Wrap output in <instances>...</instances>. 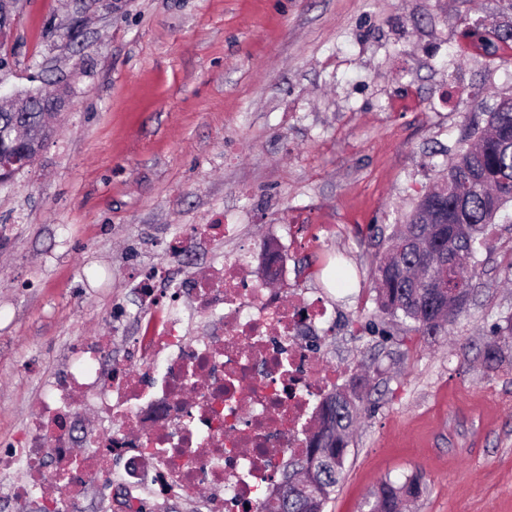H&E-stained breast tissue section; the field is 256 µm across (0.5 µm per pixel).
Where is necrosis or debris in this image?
<instances>
[{
	"label": "necrosis or debris",
	"instance_id": "4bbe7bcc",
	"mask_svg": "<svg viewBox=\"0 0 512 512\" xmlns=\"http://www.w3.org/2000/svg\"><path fill=\"white\" fill-rule=\"evenodd\" d=\"M251 260L226 256L207 281L163 273L140 281L148 340L124 364L107 360L111 337L82 345L24 433L0 449V471L15 476L11 496L32 499L54 483L60 493L43 512H73L90 483L138 512L202 488L203 512H247L258 496L272 498L278 466L303 451L308 424L339 379L313 351L334 313L302 292L262 293L246 276ZM167 286L188 295L189 307L165 308ZM90 404L110 421L103 433L73 425ZM128 422L143 434L125 431ZM77 445L84 457L73 456Z\"/></svg>",
	"mask_w": 512,
	"mask_h": 512
}]
</instances>
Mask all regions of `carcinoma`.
<instances>
[{"mask_svg":"<svg viewBox=\"0 0 512 512\" xmlns=\"http://www.w3.org/2000/svg\"><path fill=\"white\" fill-rule=\"evenodd\" d=\"M473 44L488 56L498 55L499 44L512 40V30L470 32ZM27 112H0V160L36 151L17 144L16 130L27 126L50 130L46 122L48 99L55 94L32 88ZM476 141L451 158L446 174L427 189L404 224L386 239L387 255L372 270L378 316L402 318L423 336H439L463 312L458 304L469 296L480 276L475 244L503 207L512 202V97L499 99L486 129L474 133ZM512 339V316L498 325L481 350L489 371L503 361L502 343ZM365 379L356 376L348 387L324 397L316 412L317 430L336 421V442L349 445L350 430L362 410ZM346 457L328 456L309 444L306 452L288 460L273 512H324L345 468ZM422 476L402 483L385 480L376 492L385 512H403L405 503L424 493Z\"/></svg>","mask_w":512,"mask_h":512,"instance_id":"carcinoma-1","label":"carcinoma"}]
</instances>
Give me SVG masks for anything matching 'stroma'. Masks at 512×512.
I'll return each mask as SVG.
<instances>
[{"instance_id":"obj_1","label":"stroma","mask_w":512,"mask_h":512,"mask_svg":"<svg viewBox=\"0 0 512 512\" xmlns=\"http://www.w3.org/2000/svg\"><path fill=\"white\" fill-rule=\"evenodd\" d=\"M479 23L512 28V0H21L0 95L64 82L71 100L0 187V448L81 342L110 336L130 359L143 276L205 277L315 224L291 286L336 306L325 369L370 377L326 512H363L381 480L416 471L413 512H512V343L497 370L479 358L512 316V204L447 335L365 329L371 227L405 220L512 96V42L499 60L476 51ZM226 219L242 239L173 257L172 236Z\"/></svg>"}]
</instances>
